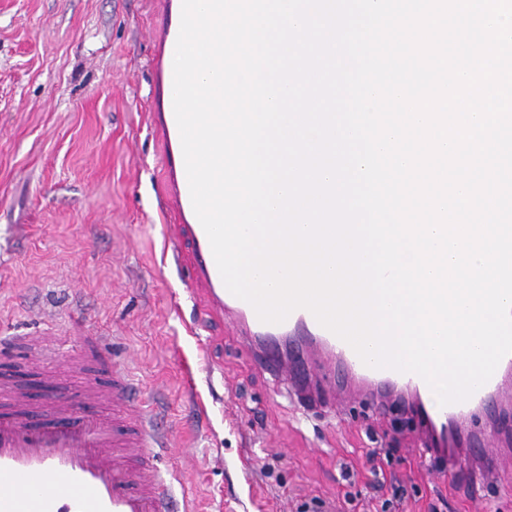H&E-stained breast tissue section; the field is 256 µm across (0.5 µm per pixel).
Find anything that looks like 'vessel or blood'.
<instances>
[{
  "label": "vessel or blood",
  "instance_id": "vessel-or-blood-1",
  "mask_svg": "<svg viewBox=\"0 0 512 512\" xmlns=\"http://www.w3.org/2000/svg\"><path fill=\"white\" fill-rule=\"evenodd\" d=\"M182 0H156L153 10L151 63L162 101L149 115V127L160 143L163 165L160 187L166 198L168 240L183 271L191 297L202 299L209 313L236 311L260 339H280L302 347L322 348L327 377L343 382L370 380L378 397L415 392V408L447 446L465 430V416L490 403L504 372L512 367L505 355L492 377L469 399L439 405L428 383L413 373L366 365L356 351L323 327L311 311L293 310L280 323L261 321L251 304L226 288L207 235L191 201L181 138L173 108V74L166 57L174 52ZM97 380L76 394L55 393L30 422L26 393L0 384V398L10 408L0 415V512H198L176 488L175 471L161 462L171 446L165 421L140 400V385L128 364L112 361L106 337H92Z\"/></svg>",
  "mask_w": 512,
  "mask_h": 512
}]
</instances>
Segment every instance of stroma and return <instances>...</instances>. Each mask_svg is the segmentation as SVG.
I'll return each mask as SVG.
<instances>
[{
  "mask_svg": "<svg viewBox=\"0 0 512 512\" xmlns=\"http://www.w3.org/2000/svg\"><path fill=\"white\" fill-rule=\"evenodd\" d=\"M151 2L0 0V336L65 338L43 369L11 353L0 367L38 398L74 391L61 359L108 337L172 424L163 464L201 512H512V428L489 412L494 464L465 452L436 479L415 434L355 414L367 390L324 379L308 400L262 367L241 318L183 300L147 123Z\"/></svg>",
  "mask_w": 512,
  "mask_h": 512,
  "instance_id": "35a3bbf8",
  "label": "stroma"
}]
</instances>
